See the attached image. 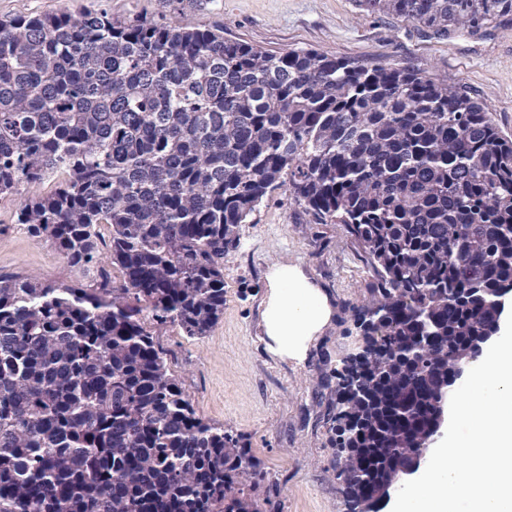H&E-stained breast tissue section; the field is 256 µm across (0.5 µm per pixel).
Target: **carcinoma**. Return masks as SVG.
<instances>
[{
  "mask_svg": "<svg viewBox=\"0 0 512 512\" xmlns=\"http://www.w3.org/2000/svg\"><path fill=\"white\" fill-rule=\"evenodd\" d=\"M357 2L436 38L512 16ZM55 175L17 223L99 287L0 276V512H267L268 472L197 415L155 331L211 333L224 258L279 188L376 277L361 360L335 369L347 512H381L414 469L512 292V139L464 85L408 69L102 11L0 19V196Z\"/></svg>",
  "mask_w": 512,
  "mask_h": 512,
  "instance_id": "obj_1",
  "label": "carcinoma"
}]
</instances>
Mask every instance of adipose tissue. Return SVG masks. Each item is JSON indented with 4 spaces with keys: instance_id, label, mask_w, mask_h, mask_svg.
Wrapping results in <instances>:
<instances>
[{
    "instance_id": "1",
    "label": "adipose tissue",
    "mask_w": 512,
    "mask_h": 512,
    "mask_svg": "<svg viewBox=\"0 0 512 512\" xmlns=\"http://www.w3.org/2000/svg\"><path fill=\"white\" fill-rule=\"evenodd\" d=\"M332 317L328 296L298 266L282 263L272 267L263 312L267 347L272 354L303 363Z\"/></svg>"
}]
</instances>
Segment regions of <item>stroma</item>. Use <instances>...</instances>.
Masks as SVG:
<instances>
[{"instance_id": "obj_1", "label": "stroma", "mask_w": 512, "mask_h": 512, "mask_svg": "<svg viewBox=\"0 0 512 512\" xmlns=\"http://www.w3.org/2000/svg\"><path fill=\"white\" fill-rule=\"evenodd\" d=\"M62 9L220 25L225 37L271 53L314 49L458 81L512 138V16L476 35L462 30L437 40L414 21L367 14L355 0H188L179 11L167 0H0V18ZM55 186L49 179L0 198V274L93 286L50 241L16 222L25 198ZM240 233V248L224 260V314L213 331L189 339L170 327L156 341L198 415L242 435L269 472L271 512H346L331 442L332 373L358 343L352 309L369 298L374 273L345 225L314 223L282 189ZM280 262L299 265L334 309L300 364L272 355L263 331L266 275Z\"/></svg>"}]
</instances>
